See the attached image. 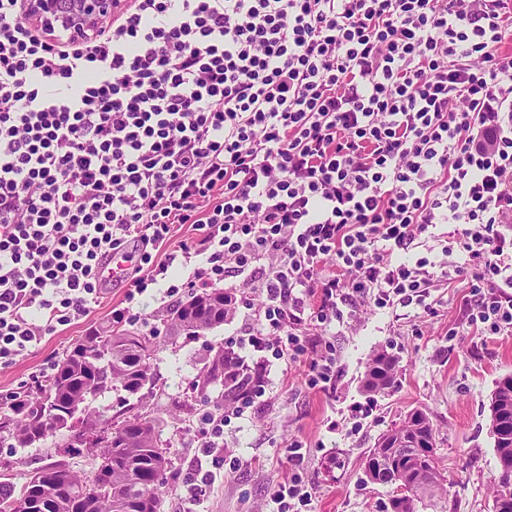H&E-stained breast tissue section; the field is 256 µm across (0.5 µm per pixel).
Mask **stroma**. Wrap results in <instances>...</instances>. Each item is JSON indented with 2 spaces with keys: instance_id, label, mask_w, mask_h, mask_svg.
I'll list each match as a JSON object with an SVG mask.
<instances>
[{
  "instance_id": "obj_1",
  "label": "stroma",
  "mask_w": 512,
  "mask_h": 512,
  "mask_svg": "<svg viewBox=\"0 0 512 512\" xmlns=\"http://www.w3.org/2000/svg\"><path fill=\"white\" fill-rule=\"evenodd\" d=\"M468 292L463 282L442 281L432 288L427 305L366 307L349 324L337 326L339 373L330 394L308 385V360L266 361L240 346L251 323V302L240 303L230 320L192 341L161 336L153 362L159 388L130 402L162 420V435L171 446L163 512H180L178 475L195 454L178 433L220 403L221 391L209 389L188 411H176L174 404L185 398L212 349L230 342L239 345L246 363L262 366L265 393L243 417L225 426L224 440L236 466L217 475L201 498L203 512H263L276 487L297 477L314 488L312 512H387L393 489L368 481L363 460L383 432L416 408L432 418L436 453L447 479L446 492L422 512H493L500 466L489 403L499 379L512 374V335L486 336L467 327L461 306ZM124 295V289L110 288L89 316L43 337L28 355L0 367V402L9 403L21 385L32 384L46 360L62 356L83 336L108 325ZM382 348L400 359L398 383L369 394L364 390L367 367ZM356 405L364 411L358 420L351 412ZM296 440L303 448L294 457L288 447ZM62 458L81 476L98 463L86 448L63 455L55 437L24 448L0 446V461H11V479L18 484L30 471Z\"/></svg>"
}]
</instances>
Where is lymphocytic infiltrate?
Here are the masks:
<instances>
[{
    "label": "lymphocytic infiltrate",
    "instance_id": "1",
    "mask_svg": "<svg viewBox=\"0 0 512 512\" xmlns=\"http://www.w3.org/2000/svg\"><path fill=\"white\" fill-rule=\"evenodd\" d=\"M512 0H130L118 17L47 29L0 0V365L87 315L122 254L126 304L176 259L183 287L261 303L253 351L310 357L336 388L333 324L424 303L453 230L466 322L512 333ZM177 253H154L178 226ZM204 412L194 505L224 466Z\"/></svg>",
    "mask_w": 512,
    "mask_h": 512
}]
</instances>
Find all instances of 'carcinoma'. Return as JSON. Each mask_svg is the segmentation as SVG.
I'll return each mask as SVG.
<instances>
[{"label": "carcinoma", "instance_id": "1", "mask_svg": "<svg viewBox=\"0 0 512 512\" xmlns=\"http://www.w3.org/2000/svg\"><path fill=\"white\" fill-rule=\"evenodd\" d=\"M201 310L200 324L188 325L190 302L181 304L177 317L168 325L187 338L214 329L230 317L233 308L224 306V289L214 288L194 297ZM156 335L145 336L122 324L108 325L82 337L59 360L45 390L23 393L0 410V443L25 447L50 437L45 417L61 421L69 431L64 447L75 450L80 443L96 450L97 467L81 477L64 460L31 471L18 485L3 476L8 464L0 462V512H160L161 488L170 465L169 444L162 438L158 421L151 415L127 416L128 397L155 386L151 360L160 348ZM398 359L379 350L369 363L364 388L384 392L397 382ZM260 370L241 362L231 350L217 347L208 364L190 385L201 395L222 387L224 403L259 391ZM125 392L118 410L111 415L94 406L98 397ZM491 413L503 414L512 426V375L502 378L493 392ZM405 434L424 432L435 438L428 413L408 418L400 428ZM410 495L396 505L397 512H417L416 502L429 501L445 487L435 457L408 478Z\"/></svg>", "mask_w": 512, "mask_h": 512}]
</instances>
